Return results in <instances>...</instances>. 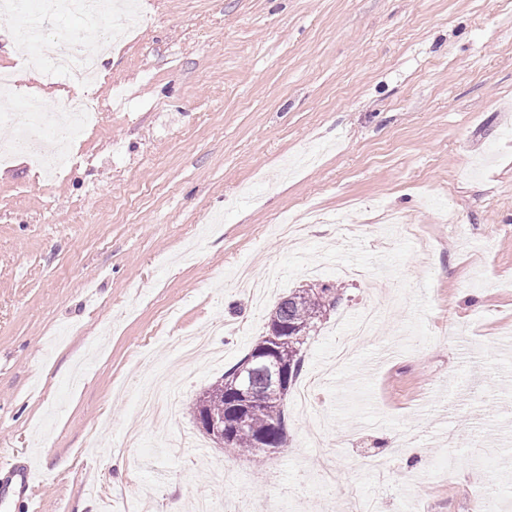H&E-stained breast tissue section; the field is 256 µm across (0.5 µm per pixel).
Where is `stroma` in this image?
<instances>
[{
    "label": "stroma",
    "mask_w": 512,
    "mask_h": 512,
    "mask_svg": "<svg viewBox=\"0 0 512 512\" xmlns=\"http://www.w3.org/2000/svg\"><path fill=\"white\" fill-rule=\"evenodd\" d=\"M50 3L24 63L0 11V69L55 112L72 87L44 65L96 33ZM146 6L70 161L0 167V456L37 467L43 512H103L102 489L115 512L144 489L155 512H479L488 479L512 512V0ZM310 207L333 223L267 233ZM242 263L280 270L263 301L233 288ZM312 266L342 299L300 376H330L312 411L287 399L283 448L227 457L193 405ZM160 362L179 414L135 426Z\"/></svg>",
    "instance_id": "35a3bbf8"
}]
</instances>
